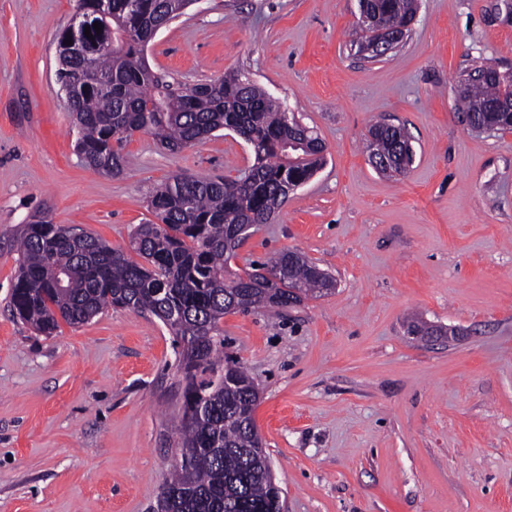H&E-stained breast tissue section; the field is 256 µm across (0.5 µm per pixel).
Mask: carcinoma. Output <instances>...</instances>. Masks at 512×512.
I'll list each match as a JSON object with an SVG mask.
<instances>
[{
    "mask_svg": "<svg viewBox=\"0 0 512 512\" xmlns=\"http://www.w3.org/2000/svg\"><path fill=\"white\" fill-rule=\"evenodd\" d=\"M80 2L79 50L60 47L57 82L88 167L123 173V141L135 132L178 152L225 127L250 144L253 163L235 179L175 175L156 187L150 196L156 221L137 225L130 240L145 266L82 229L43 219L23 225L12 312L46 336L61 320L84 324L108 307L159 319L187 350L178 360L185 380L176 424L181 458L163 483L157 512H274L268 453L248 424L259 392L239 362L224 359L220 321L238 311L284 310L335 289L336 279L294 250L242 275L228 270L249 230L276 218L288 186L308 181L323 165L325 145L237 73L187 85L151 68L147 43L183 13L186 0H109L104 14L100 0ZM370 6L381 21H402L416 0H370ZM511 93L512 78L466 73L457 101L467 126L512 131V114L490 111ZM408 142L403 127L376 123L365 152L388 159L399 174V163L412 162L413 152L402 151Z\"/></svg>",
    "mask_w": 512,
    "mask_h": 512,
    "instance_id": "cac0c4a2",
    "label": "carcinoma"
}]
</instances>
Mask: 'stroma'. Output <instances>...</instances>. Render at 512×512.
Segmentation results:
<instances>
[{
	"label": "stroma",
	"instance_id": "35a3bbf8",
	"mask_svg": "<svg viewBox=\"0 0 512 512\" xmlns=\"http://www.w3.org/2000/svg\"><path fill=\"white\" fill-rule=\"evenodd\" d=\"M76 0H0V512H148L175 461L183 382L154 316L106 309L50 336L11 314L21 225L46 216L129 251L150 190L234 178L250 146L221 129L179 152L134 134L116 177L88 168L57 83ZM356 0H197L147 47L194 84L230 71L318 134L325 165L232 269L296 249L336 280L277 314L225 315V357L287 512H512V132L468 129L458 82L512 73L505 0H419L403 46L351 47ZM403 126L407 173H378L369 127ZM419 318L450 331L408 335Z\"/></svg>",
	"mask_w": 512,
	"mask_h": 512
}]
</instances>
